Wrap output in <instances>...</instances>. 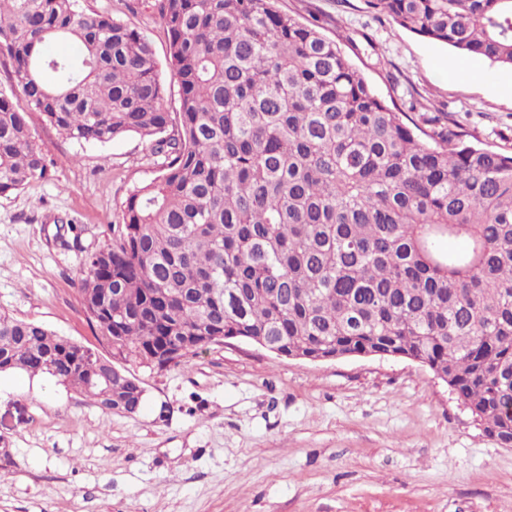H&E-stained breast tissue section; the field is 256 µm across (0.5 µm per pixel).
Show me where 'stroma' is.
<instances>
[{
	"instance_id": "stroma-1",
	"label": "stroma",
	"mask_w": 512,
	"mask_h": 512,
	"mask_svg": "<svg viewBox=\"0 0 512 512\" xmlns=\"http://www.w3.org/2000/svg\"><path fill=\"white\" fill-rule=\"evenodd\" d=\"M151 40L179 107L157 0H79ZM317 19L368 82L412 118L446 113L484 145L512 153V68L443 79L460 55L370 9L366 0H280ZM32 138L48 178L0 198V313L90 348L77 281L106 247L130 192L158 169L149 145L67 139L39 113ZM73 224L78 239L56 240ZM146 389L133 417L103 413L72 387L0 374V512H512V448L486 436L427 366L402 357L287 358L214 343L163 371L129 362Z\"/></svg>"
}]
</instances>
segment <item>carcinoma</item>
Here are the masks:
<instances>
[{"label": "carcinoma", "instance_id": "1", "mask_svg": "<svg viewBox=\"0 0 512 512\" xmlns=\"http://www.w3.org/2000/svg\"><path fill=\"white\" fill-rule=\"evenodd\" d=\"M79 0H0V198L48 177L28 114L64 137L151 142L161 174L82 263L84 312L113 359L0 313V372L47 375L104 413L142 408L148 363L213 336L313 361L427 365L512 447V155L424 130L335 40L278 0H159L179 109L149 38ZM400 27L512 66V0H366ZM53 41L77 46L50 55ZM460 238L465 249L445 251Z\"/></svg>", "mask_w": 512, "mask_h": 512}]
</instances>
